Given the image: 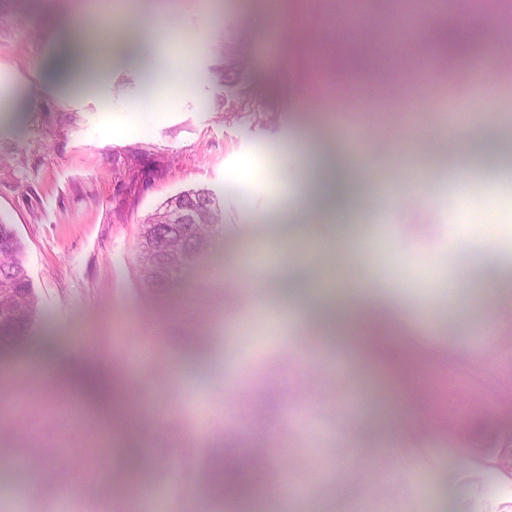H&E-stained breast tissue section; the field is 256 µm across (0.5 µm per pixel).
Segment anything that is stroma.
<instances>
[{
	"label": "stroma",
	"instance_id": "1",
	"mask_svg": "<svg viewBox=\"0 0 512 512\" xmlns=\"http://www.w3.org/2000/svg\"><path fill=\"white\" fill-rule=\"evenodd\" d=\"M264 0H0V69L38 89L0 112V219L22 239L39 307L26 339L0 345V512H154L189 493L196 512H224L209 465L227 436L276 433L282 457L263 461L241 512H512V477L486 461L512 449V61L484 50L443 72L421 43L395 41L384 93L366 92L379 123L355 136L357 112L320 111L304 90L315 21L334 0H282L300 29L293 57ZM69 11L85 42L112 41V75L91 94H63L49 20ZM436 21L512 30V0H456ZM188 49L196 79L159 118L133 111L157 40ZM349 149L381 173L340 210L354 224L353 273L373 285L393 359L361 375L352 340L329 334L313 298L318 211L314 147ZM279 172L281 197L264 175ZM211 190L224 223L170 288L147 287L138 255L148 215L178 193ZM415 190L413 202L396 199ZM106 359L139 416L141 464L126 469V424L71 412L41 372L73 354ZM416 354L421 373L397 371ZM107 446L90 480L58 460ZM468 452L461 467L455 449Z\"/></svg>",
	"mask_w": 512,
	"mask_h": 512
}]
</instances>
